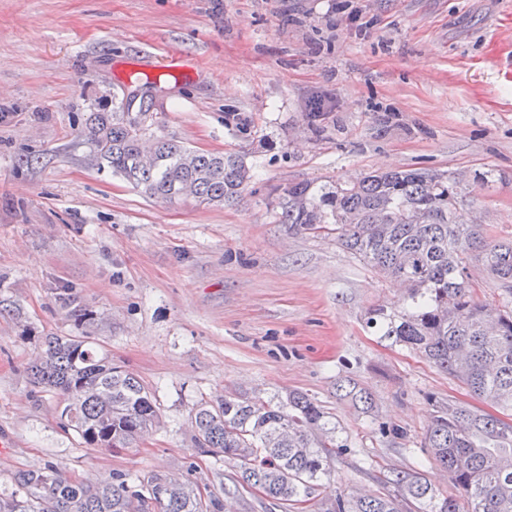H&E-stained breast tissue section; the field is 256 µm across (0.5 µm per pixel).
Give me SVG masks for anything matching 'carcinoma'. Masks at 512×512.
<instances>
[{"instance_id": "carcinoma-1", "label": "carcinoma", "mask_w": 512, "mask_h": 512, "mask_svg": "<svg viewBox=\"0 0 512 512\" xmlns=\"http://www.w3.org/2000/svg\"><path fill=\"white\" fill-rule=\"evenodd\" d=\"M112 102L92 112L77 134L90 146L89 161L122 176L144 194L167 203L192 198L207 206L237 202L249 169L232 153L189 148L152 139L153 156L141 153L153 96ZM465 176L459 172L404 169L371 172L315 194L308 183L279 190V223L301 231H336V241L382 278L408 288L401 310L381 305L368 323L383 336L424 355L477 397L512 411V307L480 302L468 277L479 262L502 295L512 296V240L495 241L467 217ZM30 383L60 397V417L91 448H129L159 423L154 395L132 373L81 336H48L28 367ZM340 395L362 409L372 398L356 383L337 382ZM195 441L215 449V463L232 468L228 496L255 488L291 512H305L308 490L332 478L342 453L332 423L308 395L286 399L226 395L200 406ZM424 447L447 470L461 499L439 496L415 472L387 480V494L336 493L324 512H512V422L456 402L441 404ZM15 490L0 496V512H220L221 498L204 497L190 481L160 473H118L94 486L64 477L53 465L18 472Z\"/></svg>"}]
</instances>
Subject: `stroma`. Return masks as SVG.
Here are the masks:
<instances>
[{
    "label": "stroma",
    "mask_w": 512,
    "mask_h": 512,
    "mask_svg": "<svg viewBox=\"0 0 512 512\" xmlns=\"http://www.w3.org/2000/svg\"><path fill=\"white\" fill-rule=\"evenodd\" d=\"M149 83L152 135L241 155L240 201L161 203L88 165V113ZM411 168L465 173L477 224L512 236V0H0V492L49 464L231 485L194 441L200 403L298 390L345 446L311 512L399 470L457 496L424 436L436 404L486 403L368 324L404 288L277 217V187ZM47 336L91 337L155 392L159 428L87 447L28 382ZM345 378L373 411L337 398Z\"/></svg>",
    "instance_id": "stroma-1"
}]
</instances>
